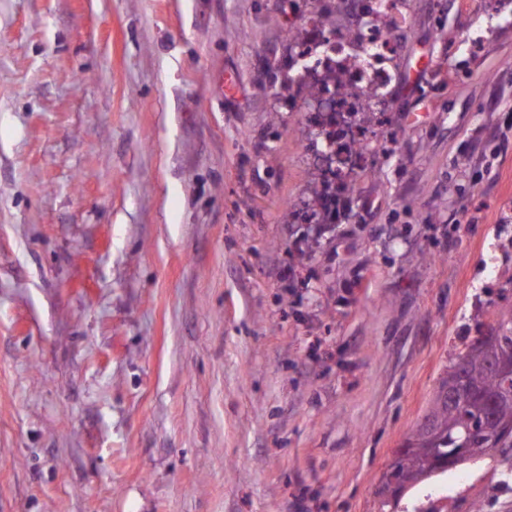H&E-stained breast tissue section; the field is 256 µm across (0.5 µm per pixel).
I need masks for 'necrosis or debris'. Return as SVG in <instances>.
Wrapping results in <instances>:
<instances>
[{
	"instance_id": "4bbe7bcc",
	"label": "necrosis or debris",
	"mask_w": 512,
	"mask_h": 512,
	"mask_svg": "<svg viewBox=\"0 0 512 512\" xmlns=\"http://www.w3.org/2000/svg\"><path fill=\"white\" fill-rule=\"evenodd\" d=\"M371 8L372 23L360 35H335L327 31V13L321 0H312L305 26L298 36L302 56L289 99L304 89L319 96L310 117L313 126L335 132L336 142L319 157L320 192L313 213L329 220L334 198L371 171L374 161L368 112L384 111L394 77L398 28L404 17L403 0H354L352 8Z\"/></svg>"
}]
</instances>
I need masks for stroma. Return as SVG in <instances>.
<instances>
[{
  "label": "stroma",
  "instance_id": "obj_1",
  "mask_svg": "<svg viewBox=\"0 0 512 512\" xmlns=\"http://www.w3.org/2000/svg\"><path fill=\"white\" fill-rule=\"evenodd\" d=\"M405 0L373 172L304 224L310 0H0V512H512V448L384 507L512 310V0Z\"/></svg>",
  "mask_w": 512,
  "mask_h": 512
}]
</instances>
